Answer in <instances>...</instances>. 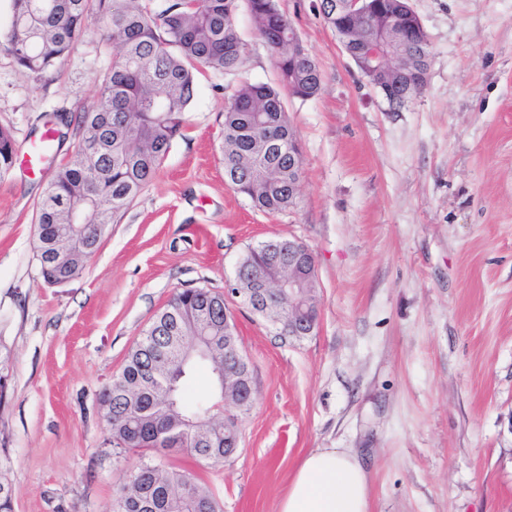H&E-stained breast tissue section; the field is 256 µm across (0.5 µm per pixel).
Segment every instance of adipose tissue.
I'll return each instance as SVG.
<instances>
[{
    "mask_svg": "<svg viewBox=\"0 0 512 512\" xmlns=\"http://www.w3.org/2000/svg\"><path fill=\"white\" fill-rule=\"evenodd\" d=\"M279 512H369V482L357 455L316 448L301 462Z\"/></svg>",
    "mask_w": 512,
    "mask_h": 512,
    "instance_id": "obj_1",
    "label": "adipose tissue"
}]
</instances>
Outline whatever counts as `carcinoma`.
<instances>
[{
    "label": "carcinoma",
    "mask_w": 512,
    "mask_h": 512,
    "mask_svg": "<svg viewBox=\"0 0 512 512\" xmlns=\"http://www.w3.org/2000/svg\"><path fill=\"white\" fill-rule=\"evenodd\" d=\"M240 0H170L161 12L151 11L142 0H13L7 33L16 63L33 73L52 66L69 52L98 6L106 36L116 53L102 80L97 103L78 116L83 131L71 160L58 171L41 199L36 217V256L47 274L65 279L81 272L85 261L98 249L101 235L112 219L125 211L156 173L171 141L181 132L196 90L195 72L213 69L237 72L243 67V44L234 27ZM259 33L271 47L278 85L256 84L242 79L224 104L221 154L230 186L245 195L254 208L279 213L297 205V192L289 187L290 165L301 163L296 137L285 111L281 91L307 100L316 96L323 77L316 61L300 43L288 39L292 25L277 0H246ZM365 18L353 20L336 12L333 0H320L325 22L339 42L367 47L383 37L401 33L405 61L388 73L396 101L393 109L420 95L427 83L431 51L425 36L411 25L413 17L402 0H370ZM72 124L57 112L46 131L50 146L63 144L65 129ZM17 147L11 133L0 128V178L12 170ZM77 211L86 224H95L99 235L74 266L63 270L44 265L48 246L63 235ZM144 335L145 345L135 344L121 370L100 394L102 420L112 445L140 453L130 469L132 486H120L111 512H140L136 493L160 500L161 492L176 497L190 484L186 512H220L214 492L195 475L165 461V453H182L199 463H224L232 449L208 448L187 434L178 442L159 438L151 420L138 412L136 402L121 387L138 380L157 355L170 360L167 379L174 387L176 414L207 418L221 425L224 384L218 359L195 355L184 361L168 346L173 336L182 337L185 349L195 337L209 336L224 343V294L207 288H191L173 295L154 317ZM210 366V397L188 400L196 368Z\"/></svg>",
    "instance_id": "1"
}]
</instances>
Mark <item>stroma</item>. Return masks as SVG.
I'll return each mask as SVG.
<instances>
[{"label":"stroma","mask_w":512,"mask_h":512,"mask_svg":"<svg viewBox=\"0 0 512 512\" xmlns=\"http://www.w3.org/2000/svg\"><path fill=\"white\" fill-rule=\"evenodd\" d=\"M431 43L424 92L390 111L346 55L319 0H278L323 74L284 106L302 150L296 207L254 209L224 180L222 112L240 78L275 83L246 5L241 73L204 71L188 123L78 277L36 259L37 207L77 141L30 160L52 113L98 98L114 49L90 16L70 54L29 72L0 0V126L18 157L0 179V478L13 512H110L138 457L107 444L99 396L179 290L225 292L255 398L237 455L174 454L222 512H279L304 456L357 452L369 512H512V0H410ZM317 262L320 325L285 341L227 294L270 238Z\"/></svg>","instance_id":"35a3bbf8"}]
</instances>
